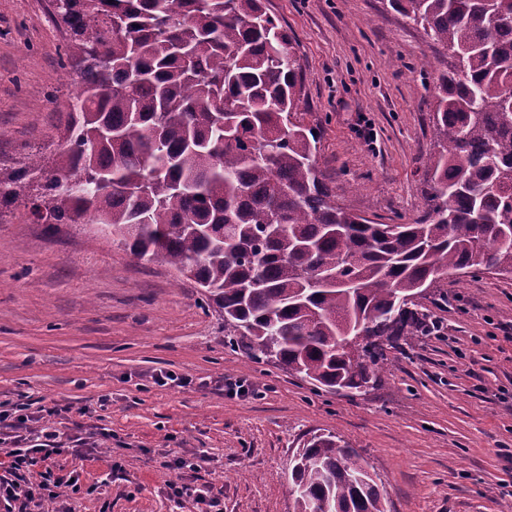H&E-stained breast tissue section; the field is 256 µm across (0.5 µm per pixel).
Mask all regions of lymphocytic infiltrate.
Segmentation results:
<instances>
[{
  "mask_svg": "<svg viewBox=\"0 0 512 512\" xmlns=\"http://www.w3.org/2000/svg\"><path fill=\"white\" fill-rule=\"evenodd\" d=\"M110 437L109 430L101 427L64 439L43 426L40 416L29 413L27 405L0 410V467L8 474L0 481V512H43L48 503L53 504L54 512H75L69 490L76 487V478L32 483L23 474L38 462L62 453L77 459L94 456ZM163 457V468L176 474L166 483L169 498H192L197 512H221L219 496L212 487L194 483L196 473L209 462L203 452L191 449L174 455L167 451Z\"/></svg>",
  "mask_w": 512,
  "mask_h": 512,
  "instance_id": "obj_1",
  "label": "lymphocytic infiltrate"
}]
</instances>
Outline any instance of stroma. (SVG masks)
<instances>
[{"label":"stroma","mask_w":512,"mask_h":512,"mask_svg":"<svg viewBox=\"0 0 512 512\" xmlns=\"http://www.w3.org/2000/svg\"><path fill=\"white\" fill-rule=\"evenodd\" d=\"M263 3L302 65L301 108L321 128L318 163L339 201L409 222L435 149L436 45L388 0ZM70 52L50 0H0L1 170L59 153L76 92L59 79ZM26 183L0 205V405L58 406L47 425L66 435L111 430V453L34 468L78 473L76 512H196L163 490L161 450L185 448L209 457L201 480L222 489L224 512H291L292 452L329 432L363 458L387 512H512V275L440 280L427 297L443 334L386 348L366 394H331L225 345L222 316L164 260H133L95 224L37 221L41 181ZM160 370L193 382L158 386ZM222 377L259 393L227 397L214 386Z\"/></svg>","instance_id":"35a3bbf8"}]
</instances>
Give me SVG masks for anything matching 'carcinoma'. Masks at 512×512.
<instances>
[{"mask_svg": "<svg viewBox=\"0 0 512 512\" xmlns=\"http://www.w3.org/2000/svg\"><path fill=\"white\" fill-rule=\"evenodd\" d=\"M78 91L46 171L34 154L0 177L11 204L34 172L32 215L98 224L138 260L161 257L224 317V343L330 393L374 386L379 340L438 329L419 299L440 279L512 275V0H389L441 46L438 150L407 224L336 201L320 127L300 111L302 67L262 0H67ZM99 59L81 65L86 49ZM370 337L363 355L345 343ZM292 512H386L334 435L295 450Z\"/></svg>", "mask_w": 512, "mask_h": 512, "instance_id": "1", "label": "carcinoma"}]
</instances>
